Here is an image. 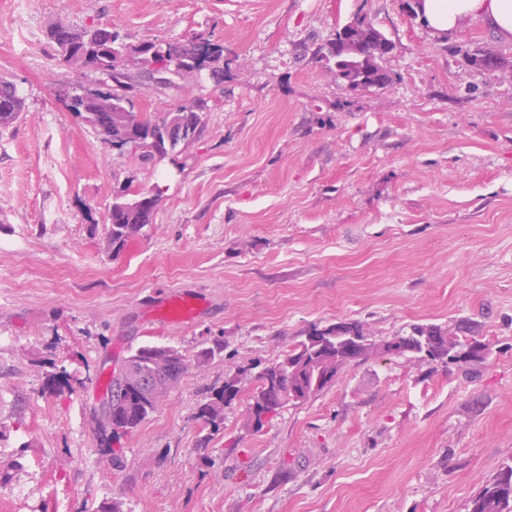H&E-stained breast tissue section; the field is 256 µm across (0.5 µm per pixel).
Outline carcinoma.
Masks as SVG:
<instances>
[{
    "mask_svg": "<svg viewBox=\"0 0 512 512\" xmlns=\"http://www.w3.org/2000/svg\"><path fill=\"white\" fill-rule=\"evenodd\" d=\"M58 56L64 62L72 58L86 60L87 69L103 76L112 74L114 53L130 46V42L116 25H88L78 29L58 27L50 31ZM318 62L336 82L356 85L361 78L387 87L393 76L383 64L343 47L339 30H334L314 51ZM191 61L206 63L212 74L219 73L218 65L224 61V46L203 34H196L184 42H164L144 45L142 68L123 76V82L110 85L113 96H124L123 86L139 84L156 92L175 85L173 81L160 82L181 65ZM65 106L92 127L108 143L129 137L131 147L139 150L144 138L156 140L165 153L185 149L196 142L205 127L207 104L201 99L184 102L156 117L136 110V106L122 104L120 111L108 112L99 104L80 94L73 87L64 94ZM24 111V98L16 84L0 79V127H8ZM159 194L124 189L112 198L107 220L105 251L115 256L129 242L142 235L152 223ZM443 329L437 325H414L386 339L395 344L390 354L396 357L417 359L445 367L480 366L489 353L488 345L470 335L466 327L459 328L460 335L453 343L437 340ZM382 344H362L361 348L342 349L336 339V326L315 329L299 341L279 361L263 367L257 374L247 368L237 370L224 381V386L213 389L204 398L197 412L203 426L214 429L224 423V407L231 404L252 382H257L250 395L245 424L255 430L264 426L257 410L268 411L272 418L291 403V392L311 383L306 362L321 367L314 394H319L336 380V373L348 363L365 361L378 354ZM224 351V340H211L210 346L196 355V365L203 367ZM189 363L181 350L172 345L146 344L132 350L126 370L111 375L107 392L111 394L112 408L103 409L98 416L99 452L112 464L120 462L123 455L121 439L137 430L160 407L168 393L187 372ZM468 512H512V461L504 462L497 472L471 500Z\"/></svg>",
    "mask_w": 512,
    "mask_h": 512,
    "instance_id": "cac0c4a2",
    "label": "carcinoma"
}]
</instances>
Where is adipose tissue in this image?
<instances>
[{
    "label": "adipose tissue",
    "instance_id": "adipose-tissue-1",
    "mask_svg": "<svg viewBox=\"0 0 512 512\" xmlns=\"http://www.w3.org/2000/svg\"><path fill=\"white\" fill-rule=\"evenodd\" d=\"M429 28L444 35L472 18L484 22L502 40L512 41V0H422L418 6Z\"/></svg>",
    "mask_w": 512,
    "mask_h": 512
}]
</instances>
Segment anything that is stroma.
I'll return each instance as SVG.
<instances>
[{"mask_svg":"<svg viewBox=\"0 0 512 512\" xmlns=\"http://www.w3.org/2000/svg\"><path fill=\"white\" fill-rule=\"evenodd\" d=\"M360 11L395 43L394 81L354 93L313 52ZM92 23L134 44L223 42V78L136 101L206 100L187 150L152 165L67 111L65 91L98 76L48 34ZM481 49L512 63L480 19L440 36L398 0H0V78L25 99L0 129V512H468L512 458V70L474 65ZM155 186L152 224L109 256L113 195ZM170 292L204 312L160 325ZM350 320L379 340L467 321L491 353L474 372L349 365L258 431L246 393L219 429L197 420L239 368ZM216 336L221 356L195 366ZM147 343L190 367L115 467L98 378Z\"/></svg>","mask_w":512,"mask_h":512,"instance_id":"35a3bbf8","label":"stroma"}]
</instances>
